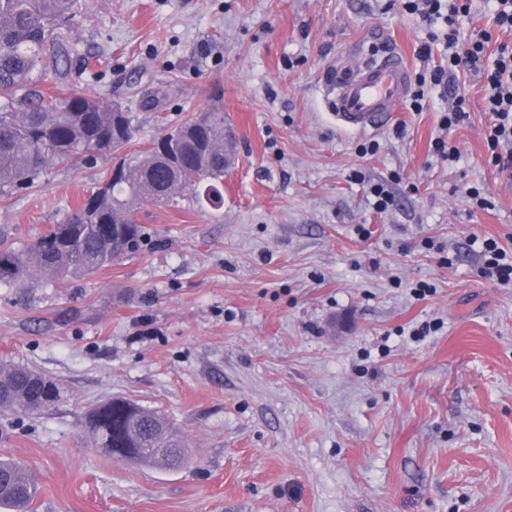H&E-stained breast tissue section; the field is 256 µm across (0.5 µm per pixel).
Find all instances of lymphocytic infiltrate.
<instances>
[{"label": "lymphocytic infiltrate", "mask_w": 512, "mask_h": 512, "mask_svg": "<svg viewBox=\"0 0 512 512\" xmlns=\"http://www.w3.org/2000/svg\"><path fill=\"white\" fill-rule=\"evenodd\" d=\"M405 6L426 22L442 20L448 43L447 69H435L418 76L414 101H421L426 86L452 88L458 67L483 78L484 109L493 117L487 136V162L498 173H512V46L500 44L495 58H488L485 45L494 33L512 32V0H495L488 28L476 33L468 43L459 40L458 21L470 13V0H406Z\"/></svg>", "instance_id": "obj_1"}]
</instances>
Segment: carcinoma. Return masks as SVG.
Masks as SVG:
<instances>
[{"label": "carcinoma", "mask_w": 512, "mask_h": 512, "mask_svg": "<svg viewBox=\"0 0 512 512\" xmlns=\"http://www.w3.org/2000/svg\"><path fill=\"white\" fill-rule=\"evenodd\" d=\"M77 0H0V195L30 188L53 164L79 163L87 151L114 154L134 136L129 112L81 92L46 95L34 73L57 71L75 44ZM224 108L217 105L168 128L121 175L92 191L63 224L23 246L0 241V288H49L85 277L136 254L144 228L128 218L143 204H177L185 191L220 206L229 168ZM62 397L57 382L27 366L0 367V410L39 414ZM84 430L112 460L180 469L189 458L182 437L157 410L114 396L89 408ZM37 485L18 461H0V507L28 512Z\"/></svg>", "instance_id": "obj_1"}]
</instances>
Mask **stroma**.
Wrapping results in <instances>:
<instances>
[{
	"instance_id": "35a3bbf8",
	"label": "stroma",
	"mask_w": 512,
	"mask_h": 512,
	"mask_svg": "<svg viewBox=\"0 0 512 512\" xmlns=\"http://www.w3.org/2000/svg\"><path fill=\"white\" fill-rule=\"evenodd\" d=\"M428 33L402 0H79V54L40 76L45 92L122 102L126 158L217 102L235 155L220 210L187 191L139 208L136 258L0 289V364L63 392L0 413V458L39 486L32 512H512V284L483 276L481 252L512 247V178L485 162L482 84L459 73L470 118L449 131L436 88L361 134L324 94L338 62L389 50L414 74L447 67ZM116 159L0 196V235L21 246L64 223ZM376 183L397 200L382 214ZM115 395L168 415L186 467L91 445L84 414Z\"/></svg>"
}]
</instances>
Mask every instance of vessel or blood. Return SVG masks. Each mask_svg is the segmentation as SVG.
Returning <instances> with one entry per match:
<instances>
[{"label": "vessel or blood", "instance_id": "1", "mask_svg": "<svg viewBox=\"0 0 512 512\" xmlns=\"http://www.w3.org/2000/svg\"><path fill=\"white\" fill-rule=\"evenodd\" d=\"M410 84L404 57L392 51L365 65L337 64L326 80V98L340 127L366 132L390 120Z\"/></svg>", "mask_w": 512, "mask_h": 512}]
</instances>
